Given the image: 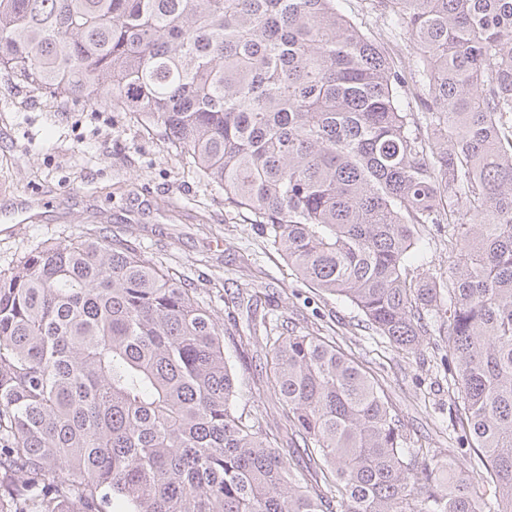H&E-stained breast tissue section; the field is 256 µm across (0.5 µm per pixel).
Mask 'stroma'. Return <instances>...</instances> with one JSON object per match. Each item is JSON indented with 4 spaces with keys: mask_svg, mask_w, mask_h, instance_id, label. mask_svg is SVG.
Here are the masks:
<instances>
[{
    "mask_svg": "<svg viewBox=\"0 0 512 512\" xmlns=\"http://www.w3.org/2000/svg\"><path fill=\"white\" fill-rule=\"evenodd\" d=\"M341 8L387 42L399 69L415 71L413 44L404 31L391 30L372 0H342ZM36 193L44 205L35 222L13 231L0 224V270L41 243L92 227L135 242L210 307L238 375V403L260 412L269 427L282 426L281 402L260 369L262 342L239 345L251 317L236 301L241 291L257 297L278 331H315L352 354L381 383L412 447L468 466L474 451L455 435L456 392L434 337L397 349L366 329L349 302L306 287L252 216L225 208L223 190L199 180L132 113L103 101L44 99L1 73L0 207Z\"/></svg>",
    "mask_w": 512,
    "mask_h": 512,
    "instance_id": "1",
    "label": "stroma"
}]
</instances>
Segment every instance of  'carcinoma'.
<instances>
[{
	"mask_svg": "<svg viewBox=\"0 0 512 512\" xmlns=\"http://www.w3.org/2000/svg\"><path fill=\"white\" fill-rule=\"evenodd\" d=\"M378 6L419 116L338 0H0V73L137 113L308 287L397 347L439 337L480 479L408 447L335 341L263 319L283 455L209 308L94 228L0 271V512H512V0ZM441 226L457 260L413 278Z\"/></svg>",
	"mask_w": 512,
	"mask_h": 512,
	"instance_id": "carcinoma-1",
	"label": "carcinoma"
}]
</instances>
